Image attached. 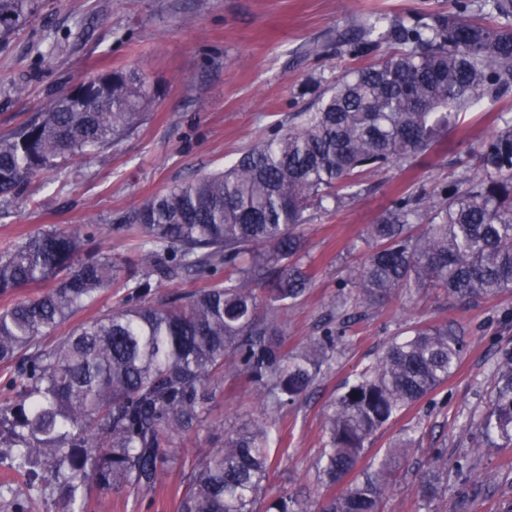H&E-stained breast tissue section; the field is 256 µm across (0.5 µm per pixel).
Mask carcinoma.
<instances>
[{
  "label": "carcinoma",
  "mask_w": 512,
  "mask_h": 512,
  "mask_svg": "<svg viewBox=\"0 0 512 512\" xmlns=\"http://www.w3.org/2000/svg\"><path fill=\"white\" fill-rule=\"evenodd\" d=\"M38 0H0V44ZM476 16L469 0L412 24L359 20L350 53L393 51L346 71L295 123L251 146L222 172L204 173L138 204L136 259L125 278L92 246L81 224L41 229L0 252V296L49 285L0 309V459L26 479L30 499L87 512L102 493L147 494L169 467L190 472L177 512H303L269 492L266 412L188 455L183 441L207 420L224 378L245 380L262 406L299 403L332 367L344 326L286 346L278 319L305 295L311 275L300 227L314 204L356 194L366 174L432 152L462 115L512 95V0ZM145 77L125 67L96 74L82 94L68 88L0 134V195L15 194L68 161L133 132L153 103ZM471 147L481 175L462 170L434 195L405 191L371 226L372 247L344 287L365 303L412 297L437 286L461 304L512 290V118ZM224 278L162 301L154 285L183 275ZM121 285L120 304L65 336L54 332L100 294ZM455 327L416 325L391 343L333 403L317 463V512H381L401 448L362 469L372 438L401 410L435 392L457 368ZM494 391L475 428L512 445V353L492 369ZM442 472L424 470L418 502L429 509Z\"/></svg>",
  "instance_id": "carcinoma-1"
}]
</instances>
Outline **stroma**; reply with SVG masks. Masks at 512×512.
Segmentation results:
<instances>
[{
	"label": "stroma",
	"instance_id": "obj_1",
	"mask_svg": "<svg viewBox=\"0 0 512 512\" xmlns=\"http://www.w3.org/2000/svg\"><path fill=\"white\" fill-rule=\"evenodd\" d=\"M450 2L40 0L36 14L0 44V133L82 77L115 67L145 75L156 98L137 130L109 150L68 162L22 195L0 197V247L39 229L87 224L98 229L97 249L120 262L132 259V241L106 232V225L124 223L133 207L169 186L229 166L249 146L292 124L296 112L353 67L336 43L354 38L359 18H417L447 12ZM16 84L23 85V94L13 93ZM500 112L512 117V98L480 106L468 125L412 167L378 170L365 177L357 197L307 211L303 234L312 285L279 318L289 348H301L342 313L334 307L339 285L364 259L370 225L400 192H436L453 181V158L491 135ZM343 313L349 323L332 370L306 400L275 414L280 441L271 448V490L296 495L304 512H314L317 462L334 399L408 327L448 322L464 329L456 372L372 440L375 452L411 442L383 512H419V475L439 451L448 466L434 512H495L499 500L512 499V447L480 441L469 425L471 415L489 405L494 362L512 351V292L462 306L444 289L427 288ZM256 415L247 382L225 379L223 393L208 406L207 422L185 447L192 454L221 447L227 432ZM188 481V472L176 469L164 474L155 492H112L94 499L89 512H176Z\"/></svg>",
	"mask_w": 512,
	"mask_h": 512
}]
</instances>
